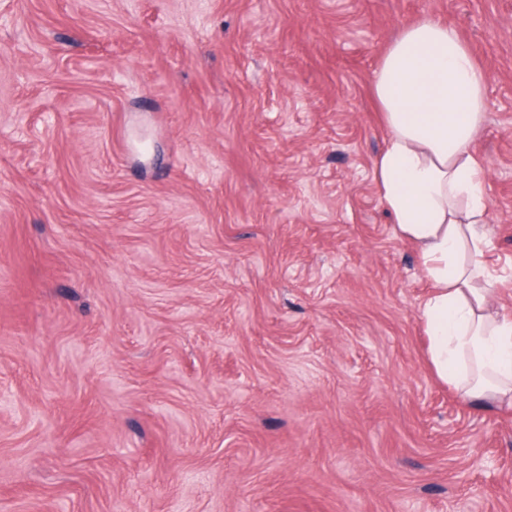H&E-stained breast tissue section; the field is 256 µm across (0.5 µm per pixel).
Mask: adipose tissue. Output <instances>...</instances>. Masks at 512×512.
<instances>
[{
  "instance_id": "obj_1",
  "label": "adipose tissue",
  "mask_w": 512,
  "mask_h": 512,
  "mask_svg": "<svg viewBox=\"0 0 512 512\" xmlns=\"http://www.w3.org/2000/svg\"><path fill=\"white\" fill-rule=\"evenodd\" d=\"M488 80L455 28L431 17L404 25L372 80L387 129L373 165L431 284L420 320L436 375L462 399L512 407V319L491 303L485 177L473 151Z\"/></svg>"
}]
</instances>
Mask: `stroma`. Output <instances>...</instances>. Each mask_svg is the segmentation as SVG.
Wrapping results in <instances>:
<instances>
[{
	"label": "stroma",
	"instance_id": "obj_1",
	"mask_svg": "<svg viewBox=\"0 0 512 512\" xmlns=\"http://www.w3.org/2000/svg\"><path fill=\"white\" fill-rule=\"evenodd\" d=\"M422 16L489 76L512 317V0H0V512H512L373 177Z\"/></svg>",
	"mask_w": 512,
	"mask_h": 512
}]
</instances>
